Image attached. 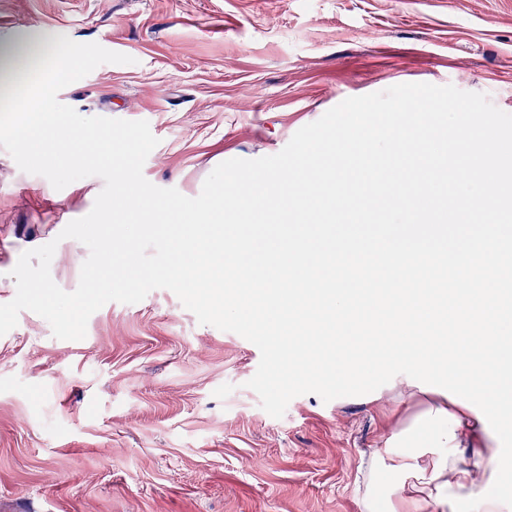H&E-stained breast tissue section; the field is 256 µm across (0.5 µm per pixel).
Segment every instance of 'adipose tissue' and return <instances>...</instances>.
I'll list each match as a JSON object with an SVG mask.
<instances>
[{
	"label": "adipose tissue",
	"mask_w": 512,
	"mask_h": 512,
	"mask_svg": "<svg viewBox=\"0 0 512 512\" xmlns=\"http://www.w3.org/2000/svg\"><path fill=\"white\" fill-rule=\"evenodd\" d=\"M49 53L47 43L36 34L23 35L1 47L0 83L10 84L18 68H39ZM50 92L51 87L46 84L39 97L13 103L20 119L17 134L23 148L35 159L45 152L43 99ZM388 444L395 449L400 444L406 447L402 453L396 450L390 466L391 472L398 475L391 491L392 512H405L406 508L418 506L421 499L435 500L441 485L458 497L485 489L493 470L491 459L497 442L476 413L461 404H450L441 395L435 405L407 426L395 428ZM465 448L476 450L477 463H463L461 451Z\"/></svg>",
	"instance_id": "1"
}]
</instances>
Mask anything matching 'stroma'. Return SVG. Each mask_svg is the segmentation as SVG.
Here are the masks:
<instances>
[{
    "instance_id": "35a3bbf8",
    "label": "stroma",
    "mask_w": 512,
    "mask_h": 512,
    "mask_svg": "<svg viewBox=\"0 0 512 512\" xmlns=\"http://www.w3.org/2000/svg\"><path fill=\"white\" fill-rule=\"evenodd\" d=\"M22 31L130 56L58 99L147 121L144 177L190 198L218 164L276 154L397 84H451L512 114V0H0V40ZM103 186L55 190L0 148V304L20 255L52 241L51 276L76 289L89 251L59 234ZM259 361L167 289L106 303L77 341L21 311L0 336V512H363L365 489L395 480L378 451L424 403L304 394L275 418L246 386Z\"/></svg>"
}]
</instances>
